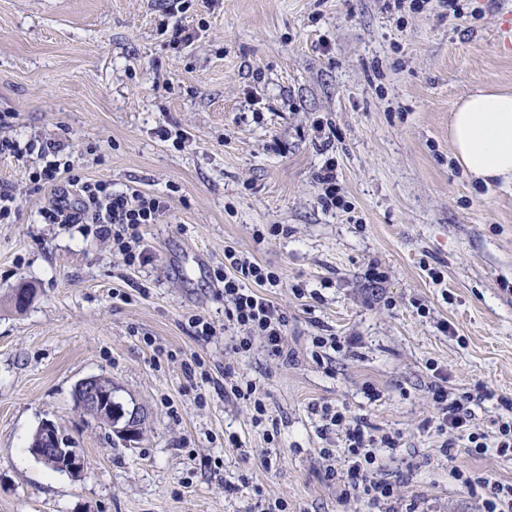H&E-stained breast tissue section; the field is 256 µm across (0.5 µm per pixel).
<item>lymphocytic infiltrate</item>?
I'll use <instances>...</instances> for the list:
<instances>
[{
	"label": "lymphocytic infiltrate",
	"mask_w": 512,
	"mask_h": 512,
	"mask_svg": "<svg viewBox=\"0 0 512 512\" xmlns=\"http://www.w3.org/2000/svg\"><path fill=\"white\" fill-rule=\"evenodd\" d=\"M62 152V144L54 139L23 143L0 137V157L21 161L35 155L40 160L27 174L32 191L48 197L47 205L37 212L38 223L95 225L97 237L111 242L127 265L142 263L144 229L157 223L165 213L166 197L132 186L116 191L109 182L83 179L74 174ZM213 275L224 288V316L239 331L232 339V350L247 353L259 344L269 356L288 362V311L264 294L265 289L281 287L280 273L228 246L224 249L223 264L214 269ZM485 399V394H457L443 382H436L431 388L436 416L424 420L421 427L443 435L441 448L445 455H454L462 442L473 455L512 459V418L494 419L488 431L476 422L475 408ZM323 415L328 427L345 435L344 450L339 453L344 457L345 476H338L333 463L338 453L330 448L319 451L327 479L339 483L340 501L363 498L382 512L396 500L397 490L382 471L383 460L378 450L383 447L396 451L397 440L389 435L374 438L366 418L350 416L346 410L327 405ZM452 475L461 490L480 496L483 512H512V482L504 483L457 467Z\"/></svg>",
	"instance_id": "1"
}]
</instances>
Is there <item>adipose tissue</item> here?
Wrapping results in <instances>:
<instances>
[{"mask_svg":"<svg viewBox=\"0 0 512 512\" xmlns=\"http://www.w3.org/2000/svg\"><path fill=\"white\" fill-rule=\"evenodd\" d=\"M448 138L453 159L472 181L512 185V93L488 88L460 98Z\"/></svg>","mask_w":512,"mask_h":512,"instance_id":"1","label":"adipose tissue"}]
</instances>
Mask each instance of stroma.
Returning a JSON list of instances; mask_svg holds the SVG:
<instances>
[{
    "label": "stroma",
    "instance_id": "obj_1",
    "mask_svg": "<svg viewBox=\"0 0 512 512\" xmlns=\"http://www.w3.org/2000/svg\"><path fill=\"white\" fill-rule=\"evenodd\" d=\"M457 4L455 17L438 0H216L174 14L164 0H0L7 136L54 135L80 176L170 194L130 267L94 225L35 223L42 196L0 158L21 209L0 223V512H264L277 500L372 512L324 478L320 449L343 445L319 432L326 403L398 433L396 512H481L454 464L512 482V460H448L443 436L421 428L437 370L453 391L490 392L481 426L512 401V186H476L448 140L463 95L512 92V0ZM174 25L192 36L179 50ZM174 123L186 142L157 137ZM329 158L344 201L330 210L315 181ZM273 224L280 234L254 240ZM228 246L283 272L286 287L266 294L288 310L292 362L189 325L224 321L212 270ZM195 252L209 269L187 284L178 270ZM23 283L35 296L18 312ZM329 334L342 348L316 361L312 339ZM195 355L210 381L185 376ZM228 366L259 386L262 425L225 400ZM99 375L146 410L139 442L75 409L77 382ZM45 420L83 449L80 477L31 454Z\"/></svg>",
    "mask_w": 512,
    "mask_h": 512
}]
</instances>
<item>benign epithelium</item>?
<instances>
[{
    "label": "benign epithelium",
    "instance_id": "7a95c632",
    "mask_svg": "<svg viewBox=\"0 0 512 512\" xmlns=\"http://www.w3.org/2000/svg\"><path fill=\"white\" fill-rule=\"evenodd\" d=\"M74 396L78 410L100 416L106 421L105 427L126 442L138 441L147 419L145 410L136 403L130 406L113 405L112 386L104 384L100 377L90 376L79 381ZM37 433L41 447L35 449L36 454L51 455L59 468L74 474L87 468V459L79 449L62 447L61 424L45 420Z\"/></svg>",
    "mask_w": 512,
    "mask_h": 512
}]
</instances>
